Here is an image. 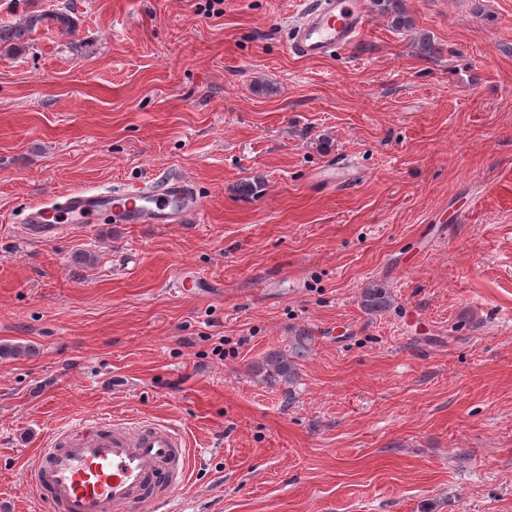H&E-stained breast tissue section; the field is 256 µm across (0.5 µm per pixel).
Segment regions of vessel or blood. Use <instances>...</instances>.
I'll use <instances>...</instances> for the list:
<instances>
[{"label": "vessel or blood", "mask_w": 512, "mask_h": 512, "mask_svg": "<svg viewBox=\"0 0 512 512\" xmlns=\"http://www.w3.org/2000/svg\"><path fill=\"white\" fill-rule=\"evenodd\" d=\"M370 25L367 0H304L291 51L324 58L352 44ZM108 213L116 224H172L198 218L203 202L183 177L117 190L75 191L49 206L31 205L26 238L47 241ZM197 457L174 425L79 416L39 449L27 480L48 512H171Z\"/></svg>", "instance_id": "vessel-or-blood-1"}]
</instances>
